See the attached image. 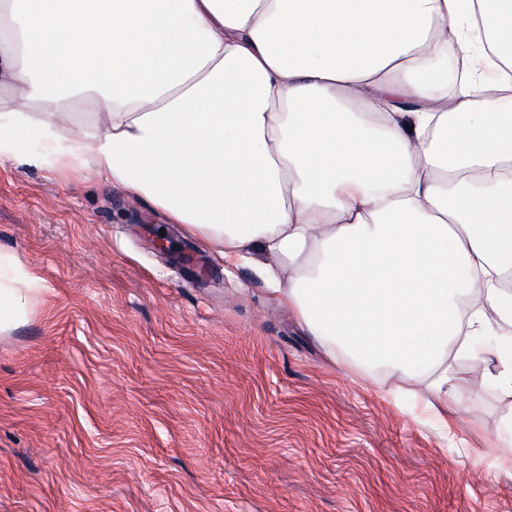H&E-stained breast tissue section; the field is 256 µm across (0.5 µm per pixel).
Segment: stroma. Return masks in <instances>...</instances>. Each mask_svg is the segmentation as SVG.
Wrapping results in <instances>:
<instances>
[{"instance_id": "obj_1", "label": "stroma", "mask_w": 512, "mask_h": 512, "mask_svg": "<svg viewBox=\"0 0 512 512\" xmlns=\"http://www.w3.org/2000/svg\"><path fill=\"white\" fill-rule=\"evenodd\" d=\"M165 234L170 253L152 248ZM251 262L90 173L0 161V512H512L500 390L450 429L333 363ZM17 286L13 288H2L0 286V301L2 298L7 299L8 309L6 315H0V327L2 329V320L4 319L5 325L8 322V318L13 314L19 313L23 310L27 303L28 294L32 290V287L37 284V279L31 277L28 274H23L16 279Z\"/></svg>"}]
</instances>
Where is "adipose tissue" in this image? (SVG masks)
<instances>
[{"label":"adipose tissue","mask_w":512,"mask_h":512,"mask_svg":"<svg viewBox=\"0 0 512 512\" xmlns=\"http://www.w3.org/2000/svg\"><path fill=\"white\" fill-rule=\"evenodd\" d=\"M484 88L512 96V0H0L1 160L44 137L37 163L260 253L334 362L422 381L443 427L452 357L512 391V113Z\"/></svg>","instance_id":"obj_1"}]
</instances>
